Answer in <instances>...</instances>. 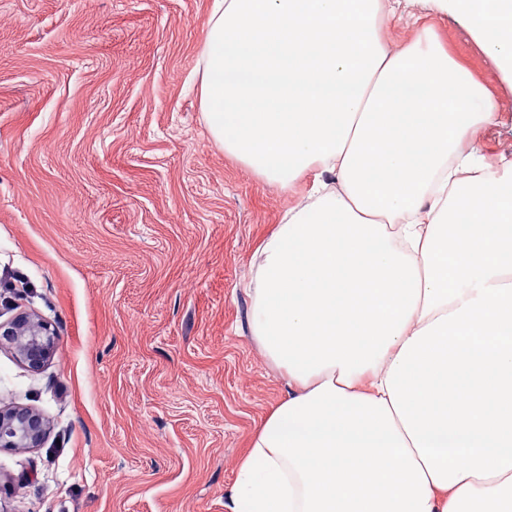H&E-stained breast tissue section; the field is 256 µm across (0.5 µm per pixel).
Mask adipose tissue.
Returning a JSON list of instances; mask_svg holds the SVG:
<instances>
[{"instance_id": "ef3b65f1", "label": "adipose tissue", "mask_w": 512, "mask_h": 512, "mask_svg": "<svg viewBox=\"0 0 512 512\" xmlns=\"http://www.w3.org/2000/svg\"><path fill=\"white\" fill-rule=\"evenodd\" d=\"M512 73V0H437ZM379 0H214L206 124L318 198L261 244L256 341L288 395L230 512H512V183L467 144L497 111L433 39L380 43Z\"/></svg>"}]
</instances>
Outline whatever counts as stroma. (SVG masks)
<instances>
[{
  "label": "stroma",
  "instance_id": "obj_1",
  "mask_svg": "<svg viewBox=\"0 0 512 512\" xmlns=\"http://www.w3.org/2000/svg\"><path fill=\"white\" fill-rule=\"evenodd\" d=\"M212 0H0V323L44 321L33 370L0 345V410L42 415L0 450V512H229L253 435L288 387L252 331L258 248L284 189L212 137L197 90ZM489 90L480 166L512 180V76L470 23L409 0Z\"/></svg>",
  "mask_w": 512,
  "mask_h": 512
}]
</instances>
